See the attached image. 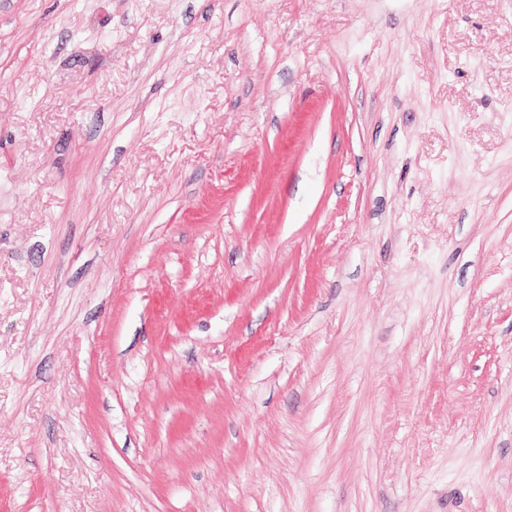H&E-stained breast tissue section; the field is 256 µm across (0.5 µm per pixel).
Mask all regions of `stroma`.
Here are the masks:
<instances>
[{"mask_svg": "<svg viewBox=\"0 0 512 512\" xmlns=\"http://www.w3.org/2000/svg\"><path fill=\"white\" fill-rule=\"evenodd\" d=\"M0 512H512V0H0Z\"/></svg>", "mask_w": 512, "mask_h": 512, "instance_id": "1", "label": "stroma"}]
</instances>
